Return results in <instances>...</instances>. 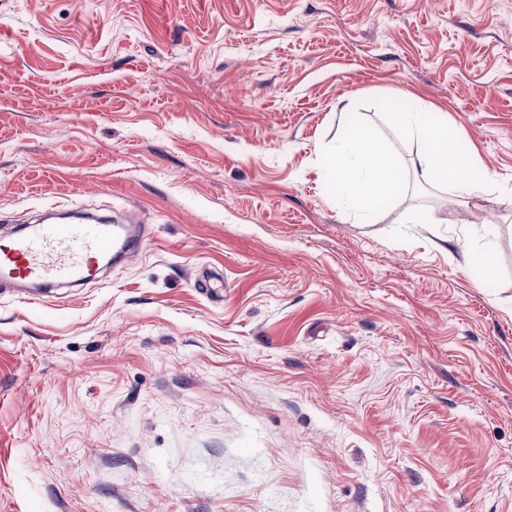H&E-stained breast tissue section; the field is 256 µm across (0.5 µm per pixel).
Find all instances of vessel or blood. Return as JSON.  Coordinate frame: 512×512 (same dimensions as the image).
Masks as SVG:
<instances>
[{
	"instance_id": "1",
	"label": "vessel or blood",
	"mask_w": 512,
	"mask_h": 512,
	"mask_svg": "<svg viewBox=\"0 0 512 512\" xmlns=\"http://www.w3.org/2000/svg\"><path fill=\"white\" fill-rule=\"evenodd\" d=\"M145 240V225L131 218L87 216L68 224L32 221L0 246V288L83 285L97 276L104 258L116 263L133 258Z\"/></svg>"
}]
</instances>
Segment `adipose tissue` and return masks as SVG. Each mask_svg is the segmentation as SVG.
Masks as SVG:
<instances>
[{
    "mask_svg": "<svg viewBox=\"0 0 512 512\" xmlns=\"http://www.w3.org/2000/svg\"><path fill=\"white\" fill-rule=\"evenodd\" d=\"M388 122L419 145L418 165L429 183L452 185L460 206L472 200L502 195L503 190L476 163L473 154L457 151L460 133L448 121L447 113L413 110L408 99L388 105ZM357 114H350L348 129L335 151L326 157L337 194L350 202L361 218H379L381 204L401 184V168L384 144L368 133L359 132Z\"/></svg>",
    "mask_w": 512,
    "mask_h": 512,
    "instance_id": "obj_1",
    "label": "adipose tissue"
}]
</instances>
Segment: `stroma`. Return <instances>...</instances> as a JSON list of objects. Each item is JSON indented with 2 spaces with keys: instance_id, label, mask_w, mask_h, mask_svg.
<instances>
[{
  "instance_id": "35a3bbf8",
  "label": "stroma",
  "mask_w": 512,
  "mask_h": 512,
  "mask_svg": "<svg viewBox=\"0 0 512 512\" xmlns=\"http://www.w3.org/2000/svg\"><path fill=\"white\" fill-rule=\"evenodd\" d=\"M397 95L512 187V0H0V214L151 232L0 294V512H512V201L422 181ZM344 98L380 221L323 163ZM350 104L341 109L349 116L348 129L326 157L337 195L350 202L363 219L380 218L381 204L401 185V168L384 144L369 133L356 130L361 125Z\"/></svg>"
}]
</instances>
